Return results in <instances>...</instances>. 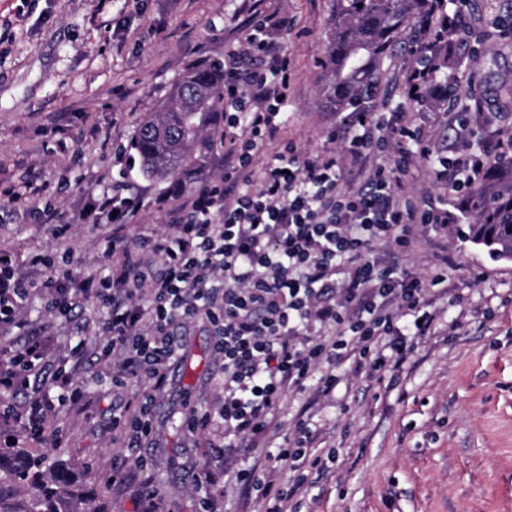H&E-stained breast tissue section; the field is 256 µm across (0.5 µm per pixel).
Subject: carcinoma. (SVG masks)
Instances as JSON below:
<instances>
[{"label": "carcinoma", "mask_w": 512, "mask_h": 512, "mask_svg": "<svg viewBox=\"0 0 512 512\" xmlns=\"http://www.w3.org/2000/svg\"><path fill=\"white\" fill-rule=\"evenodd\" d=\"M429 0H334L321 93L327 105L347 111L371 99L386 62L405 36L417 29ZM484 135L508 133L475 104ZM224 146V67L211 60L189 64L157 111L145 116L132 136L129 157L141 175L168 185L178 198L212 174V159ZM474 219L465 238L495 260L512 261V223L501 209L512 205V174L498 185L473 190ZM93 467L23 446V437L0 447V512H108L106 481L88 484Z\"/></svg>", "instance_id": "obj_1"}]
</instances>
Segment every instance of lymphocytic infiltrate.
I'll list each match as a JSON object with an SVG mask.
<instances>
[{
    "mask_svg": "<svg viewBox=\"0 0 512 512\" xmlns=\"http://www.w3.org/2000/svg\"><path fill=\"white\" fill-rule=\"evenodd\" d=\"M473 15V0H432L399 101L337 113L328 138L346 144L343 156L307 155L288 142L260 164L255 156L278 136L292 85L291 61L274 37L290 21L254 17L240 52L224 59L223 175L167 205L164 234L132 240L123 230L140 202L118 170L111 196L98 205L112 216L107 275L80 279L55 268L43 288L54 316H73L91 298L104 309L98 333L106 341L95 356L112 361L113 388L133 382L140 395L120 427L126 447H153V406L181 350L177 331L195 320L211 325L224 367L220 416L229 449L258 447L287 393L308 391L316 400L335 394V364L356 374L389 361L399 366L415 340L431 334L439 311L427 286L445 282L447 270L436 267L427 281L410 272L418 233L454 223L449 197L468 205L493 159L512 156L502 139L487 140L440 160L434 175L444 192L409 190L417 158L432 152L428 124L456 117L457 138H468L463 77L441 73L437 49L452 43L468 50ZM29 294L12 255L0 250V328L24 339L0 349V397L28 395L27 427L39 434L55 402H79L83 391L61 365L51 375L57 398L30 394L31 372L48 346L23 309ZM319 437L312 415L296 414L292 439L272 454L287 467V480L253 465L236 471V483L259 488L262 512H288L310 474L328 462L316 450Z\"/></svg>",
    "mask_w": 512,
    "mask_h": 512,
    "instance_id": "1",
    "label": "lymphocytic infiltrate"
}]
</instances>
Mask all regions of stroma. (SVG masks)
Segmentation results:
<instances>
[{
    "mask_svg": "<svg viewBox=\"0 0 512 512\" xmlns=\"http://www.w3.org/2000/svg\"><path fill=\"white\" fill-rule=\"evenodd\" d=\"M479 45L467 60L449 51V67L466 62L475 82L468 96L496 100L495 125L512 123V98L499 94L495 75L512 76V38L486 26L512 0H475ZM333 0H0V250L13 252L32 283L26 309L44 327L50 373L75 363L89 404L58 407L31 440L55 447L63 458L94 459L96 478L110 477L114 459L145 457L154 493L129 481L110 486L108 512H199L198 481L206 469L229 471L251 457L225 462L219 412L224 371L214 355L210 326L195 321L169 368L170 385L154 405L156 445L132 452L112 439V418L136 404L135 386L112 388V366L86 355L65 319L48 313L40 287L51 268L31 264L49 252L77 276L106 274L102 230L79 214L112 190L118 155L128 152L143 117L155 111L184 68L202 59L223 60L249 33L253 13L285 14L292 24L279 35L293 71L284 137L299 149L320 152L336 116L319 89L324 79ZM143 192L135 237L163 231L155 201L165 186L130 169ZM40 193L29 192V184ZM69 225L56 238L54 224ZM448 261L449 293L436 330L417 341L400 368L347 376L332 398L312 405L325 447L336 458L300 498L299 512H512V262H494L458 233L456 225L428 231L408 258L411 272L430 279ZM209 411L210 426L187 434L189 408Z\"/></svg>",
    "mask_w": 512,
    "mask_h": 512,
    "instance_id": "35a3bbf8",
    "label": "stroma"
}]
</instances>
